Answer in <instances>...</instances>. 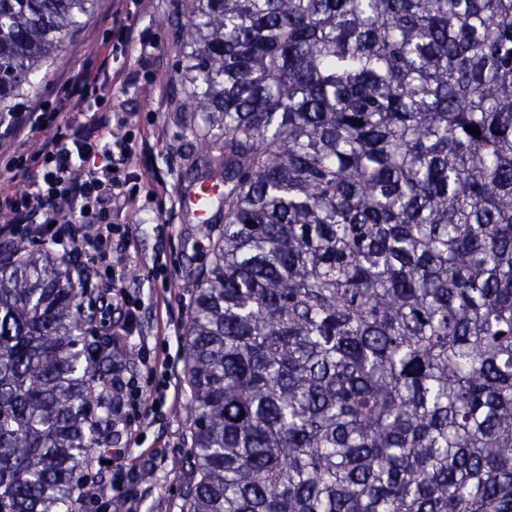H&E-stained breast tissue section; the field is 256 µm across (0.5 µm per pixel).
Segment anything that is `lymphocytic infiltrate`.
I'll return each instance as SVG.
<instances>
[{
    "mask_svg": "<svg viewBox=\"0 0 512 512\" xmlns=\"http://www.w3.org/2000/svg\"><path fill=\"white\" fill-rule=\"evenodd\" d=\"M112 43L91 57L84 71L60 88L50 104L30 112L23 127L5 129L1 137L12 144L0 154V171L19 178L16 190L0 193V238L26 236L32 242L61 246L63 256L78 254L77 285L88 293L94 280L112 281V343L128 347L141 336L139 304L131 291L121 260L134 246L128 225L115 217L128 207L130 180L138 178L139 144L130 135L113 136L112 128L127 126L126 113L112 103L110 87L119 83L144 94L156 83L143 80L140 71L112 69V61L139 48L148 57L153 44L127 22L124 0H114ZM86 113V120L75 117ZM51 129L50 137L31 141L25 129ZM149 389L112 372V424L125 426L133 411L162 413L173 377L164 362L151 366Z\"/></svg>",
    "mask_w": 512,
    "mask_h": 512,
    "instance_id": "f902f5d3",
    "label": "lymphocytic infiltrate"
}]
</instances>
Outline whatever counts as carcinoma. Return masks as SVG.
<instances>
[{"instance_id": "cac0c4a2", "label": "carcinoma", "mask_w": 512, "mask_h": 512, "mask_svg": "<svg viewBox=\"0 0 512 512\" xmlns=\"http://www.w3.org/2000/svg\"><path fill=\"white\" fill-rule=\"evenodd\" d=\"M95 6L0 0V105ZM161 24L207 126L192 183L224 185L183 512H512V0H192ZM75 274L0 241V512H83L109 445L97 371L127 350L87 342Z\"/></svg>"}]
</instances>
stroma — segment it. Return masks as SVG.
<instances>
[{
    "instance_id": "stroma-1",
    "label": "stroma",
    "mask_w": 512,
    "mask_h": 512,
    "mask_svg": "<svg viewBox=\"0 0 512 512\" xmlns=\"http://www.w3.org/2000/svg\"><path fill=\"white\" fill-rule=\"evenodd\" d=\"M174 0H131L129 21L149 32L154 44L153 61L158 89L147 97L118 85L112 86L114 102L131 115V131L152 129L142 155L143 167L152 178L162 180L168 194L157 198L150 180L134 185L130 207L119 214V223L129 225L136 239V251L127 263L143 301L140 324L146 349L127 359L124 377L137 378L148 387L149 367L164 356L184 361V328L190 312V298L196 285L192 271L209 262L213 239L192 223L182 205L189 190L186 177L188 148L183 134L194 115L187 102L171 97V84L181 66V56L169 29L160 25ZM112 39V0H98L95 10L84 19L81 29L65 42L59 56L39 69L30 87L12 102L14 113L37 106L39 98L78 77L90 56V46H103ZM178 406L164 418H136V434L113 436L108 448L95 449L103 461H111L116 448L130 449L123 462L125 480L122 499L142 498L143 512H181L177 490L188 482V472L171 468L173 455L188 445L194 412L186 380L176 387Z\"/></svg>"
}]
</instances>
